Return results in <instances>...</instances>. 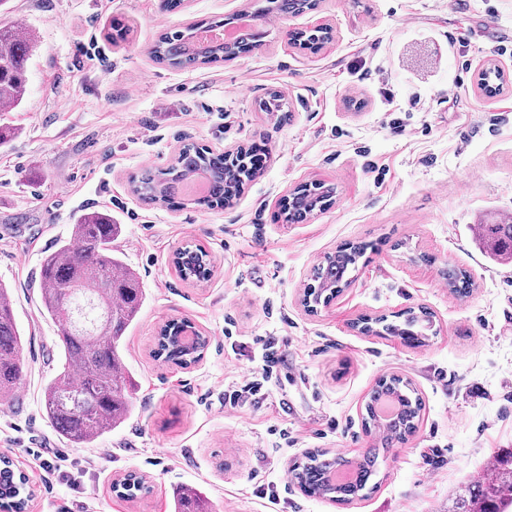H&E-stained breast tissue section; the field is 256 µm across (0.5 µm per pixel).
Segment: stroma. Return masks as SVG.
I'll return each mask as SVG.
<instances>
[{
    "mask_svg": "<svg viewBox=\"0 0 512 512\" xmlns=\"http://www.w3.org/2000/svg\"><path fill=\"white\" fill-rule=\"evenodd\" d=\"M265 4L9 0L37 40L24 104L0 112L17 130L0 148V281L25 363L0 410V455L29 478L28 512H172L182 486L201 489L214 512H446L457 487L512 448V263L489 259L472 234L512 214V0H319L232 60L176 69L151 58L161 32ZM317 25L333 36L320 50L291 43L289 31ZM491 62L508 80L492 97L477 86ZM272 91L283 111H260ZM192 142L263 143L269 158L229 207L145 205L131 175L167 167ZM315 180L335 188V204L298 224L280 219L290 190ZM87 208L122 225L118 250L147 297L122 347L130 415L75 448L41 406L61 352L39 267ZM354 241L377 249L329 307L308 313L313 267ZM186 246L210 253L208 280L174 270ZM450 262L471 274L469 298L440 277ZM419 306L437 327L421 348L351 327ZM182 318L208 338L186 369L152 356L159 327ZM261 336L276 337L282 373L260 403L225 410L224 388L253 370ZM391 374L413 381L425 409L414 436L380 454L375 492L342 509L288 483L309 449L357 458L370 447L363 405ZM129 472L149 493L115 496Z\"/></svg>",
    "mask_w": 512,
    "mask_h": 512,
    "instance_id": "stroma-1",
    "label": "stroma"
}]
</instances>
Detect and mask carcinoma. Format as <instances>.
<instances>
[{
	"instance_id": "1",
	"label": "carcinoma",
	"mask_w": 512,
	"mask_h": 512,
	"mask_svg": "<svg viewBox=\"0 0 512 512\" xmlns=\"http://www.w3.org/2000/svg\"><path fill=\"white\" fill-rule=\"evenodd\" d=\"M199 26L190 24L164 33L155 43L153 57L174 68L206 65L247 52L256 47V35L240 34L228 49L216 48L202 55L191 39ZM35 46V35L13 21L0 22V112L21 106L28 91L26 63ZM481 86L490 92L503 83L494 67L481 73ZM252 147L235 152H215L194 144L184 146L175 164L166 169H145L134 180L133 191L146 204H173L181 198L179 185L190 173L210 174L212 184L200 204L218 207L232 204L244 186L257 175L249 155ZM334 188L320 183L294 189L285 199L284 220L292 223L331 204ZM122 225L99 210L81 213L72 224L71 237L44 253L39 281L43 308L59 328L63 363L43 391V414L54 432L67 444L82 447L120 427L129 416L130 379L121 356V340L136 320L146 299L136 272L118 255L117 241ZM475 237L488 257L512 260V224H478ZM373 248L368 243H346L314 267L311 283L302 296L309 313L326 306L350 284L349 273L359 259ZM182 260L183 279L203 280L211 274L207 256L185 248L176 252ZM448 290L458 299L470 296L474 283L470 274L456 265L442 270ZM388 323L384 317H365L359 330L368 335L386 333L404 343L422 347L433 331L432 314L424 308L409 309ZM186 322L172 320L159 329L154 357L165 362L189 365L200 358L205 338L180 341ZM21 330L15 320L8 289L0 285V399L9 398L23 377L20 354ZM386 396L396 398L398 413L385 422L375 407ZM365 429L376 435L374 445L353 462L355 476L342 485H331L328 473L347 460L324 448L305 453L293 464L291 474L308 496L328 498L348 505L363 496L377 474L380 449L403 444L416 432L424 404L411 381L398 375L383 377L372 389L364 406ZM512 448L499 452L490 469L470 480L453 494L448 512H509L512 509ZM30 494L27 483L10 462H0V500L16 502L12 512H25ZM174 512H211L209 500L198 488L181 487L174 494Z\"/></svg>"
}]
</instances>
